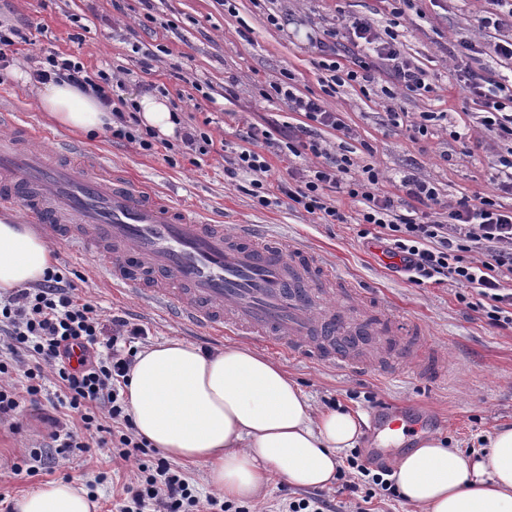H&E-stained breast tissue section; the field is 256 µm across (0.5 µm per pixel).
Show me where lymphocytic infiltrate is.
Listing matches in <instances>:
<instances>
[{"instance_id": "obj_1", "label": "lymphocytic infiltrate", "mask_w": 512, "mask_h": 512, "mask_svg": "<svg viewBox=\"0 0 512 512\" xmlns=\"http://www.w3.org/2000/svg\"><path fill=\"white\" fill-rule=\"evenodd\" d=\"M346 30L350 41L369 45L374 58H357L346 70L340 62L328 64V71L338 75L337 85L372 82L378 62L384 61L407 90L424 89V70L403 55L396 40L382 39L360 19L350 21ZM31 75L39 83L88 88L103 104L112 102L110 73L90 71L83 62L63 54L35 57ZM463 82L468 92L484 101L483 126L509 144L506 154L497 159L496 186L512 194V84L498 82L489 89L484 77L471 71ZM283 95L290 110L305 119L288 134L289 154L310 152L321 158V165L309 170L292 167L287 178L270 182L271 165L255 150L259 137L250 132L246 147L227 168V177L250 174L246 193L260 205H270L281 194L326 224L347 221L346 214L330 203L331 194L359 200V223L377 229L390 254L400 258L411 283L420 286L435 277L450 279L465 289L458 297L460 303L482 312L492 326L512 328V208L486 196H464L449 209L447 222L432 220L428 210L440 203L436 187L406 176L400 182L401 195L378 191L379 174L374 168L366 166L360 175H352L350 158L329 155L313 136L316 124L343 130L337 113L327 111L318 99L298 95L294 88L285 89ZM409 199L422 204L423 212L405 213ZM0 333L8 338L7 355L0 358V421L16 418L26 406L65 408L75 413V420L53 413L45 418L56 452L106 448L125 461L147 454L148 444L136 436L120 392L138 352L136 342L147 334L145 328L121 315L103 319L97 304L80 297L74 281L55 267L39 282L10 291L0 302ZM50 377L57 386L53 393L46 387ZM122 493L119 512H191L198 503L188 480L162 457L140 464Z\"/></svg>"}]
</instances>
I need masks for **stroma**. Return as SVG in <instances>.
I'll return each mask as SVG.
<instances>
[{"mask_svg":"<svg viewBox=\"0 0 512 512\" xmlns=\"http://www.w3.org/2000/svg\"><path fill=\"white\" fill-rule=\"evenodd\" d=\"M491 8L490 0H411L397 15L391 0H0V17L24 24L32 43L0 76V114L27 118L37 131L35 143L44 147L76 138L88 152L102 154L112 173L149 183L158 195L199 210L209 223L260 224L283 242L302 243L337 278L384 297L391 315L418 320L448 360L441 378L416 379L393 368L356 374L290 356L283 348L266 355L284 366L316 409L333 403L368 422L378 410H401L419 420V434L477 455L489 434L512 425V330L488 325L481 312L459 303L456 283L417 286L392 269L374 254L372 238L359 237L354 219L360 205L347 196L337 198L347 223L322 224L284 199L259 205L243 190L247 178L229 179L224 170L252 127L271 134L264 154L272 177L286 175L291 166L319 165L313 155L288 158L279 151L289 126L302 121L277 92L291 85L338 114L344 130L319 126L317 138L328 152L348 155L354 170L374 166L381 190L396 192L401 177L410 174L433 183L442 203L452 206L462 196L480 194L512 208V196L496 189L490 167L508 144L485 129L480 100L461 86L465 72L482 68L503 37L476 22ZM356 18L371 22L379 34H393L404 55L426 72L427 89L408 91L383 69L363 90L330 84L326 56L316 44H335L344 22ZM464 41L475 53L461 52ZM52 51L123 79L128 99L146 94L151 84L165 87L183 125L205 126L213 148L204 156L185 153L179 143L147 152L108 133L88 139L56 128L39 111L33 83L16 77L30 71L31 54ZM146 52L159 58L149 75L139 68ZM425 112L436 118L422 135L414 127ZM52 249L58 267L83 276L79 295L97 301L103 316L126 313L143 324L146 343L178 337L214 350L235 346V338L216 339L207 329L186 333L95 277L90 259L72 255L61 243ZM46 433L42 412L28 408L18 427L0 423V499L11 505L44 484L72 480L89 485L99 512H116L123 484L138 472L136 460L75 450L46 458L35 475L11 473L12 463Z\"/></svg>","mask_w":512,"mask_h":512,"instance_id":"stroma-1","label":"stroma"}]
</instances>
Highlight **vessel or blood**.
Listing matches in <instances>:
<instances>
[{"label":"vessel or blood","instance_id":"b4317fda","mask_svg":"<svg viewBox=\"0 0 512 512\" xmlns=\"http://www.w3.org/2000/svg\"><path fill=\"white\" fill-rule=\"evenodd\" d=\"M16 205L24 223L90 257L113 286L190 327L350 369L376 367L363 340L380 332L408 374L445 369L434 346L410 345L419 322H388L384 306L364 304L357 288L344 290L347 311L317 313L336 274L310 249L271 243L252 224L228 231L206 223L153 198L149 186L109 177L99 155L75 143L41 153L24 134L0 140V206Z\"/></svg>","mask_w":512,"mask_h":512}]
</instances>
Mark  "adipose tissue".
<instances>
[{
	"label": "adipose tissue",
	"mask_w": 512,
	"mask_h": 512,
	"mask_svg": "<svg viewBox=\"0 0 512 512\" xmlns=\"http://www.w3.org/2000/svg\"><path fill=\"white\" fill-rule=\"evenodd\" d=\"M40 111L56 126L104 132L112 110L91 93L50 82L37 90ZM136 105L142 125L170 137L177 125L165 97L145 94ZM55 263L40 235L0 218V293L41 280ZM136 434L175 461L202 464L207 485L225 497L251 500L272 477L296 488H323L356 446L361 414L315 409L278 363L244 347L212 352L179 338L141 349L124 388ZM397 488L423 512H512V426L490 435L473 458L423 440L394 471ZM18 512H96L84 487L52 482L24 495Z\"/></svg>",
	"instance_id": "adipose-tissue-1"
}]
</instances>
